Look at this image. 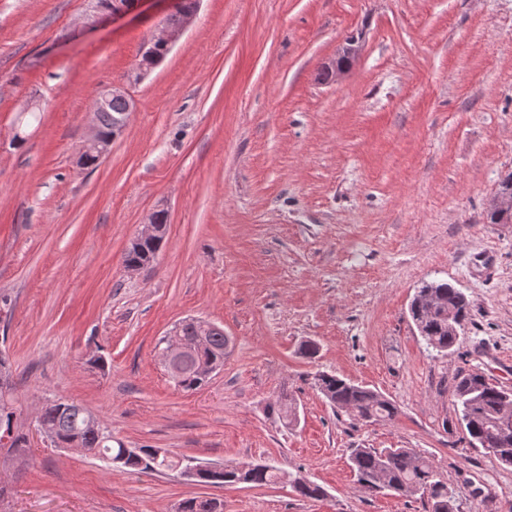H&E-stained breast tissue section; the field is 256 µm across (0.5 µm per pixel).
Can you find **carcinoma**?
I'll return each mask as SVG.
<instances>
[{
  "label": "carcinoma",
  "mask_w": 512,
  "mask_h": 512,
  "mask_svg": "<svg viewBox=\"0 0 512 512\" xmlns=\"http://www.w3.org/2000/svg\"><path fill=\"white\" fill-rule=\"evenodd\" d=\"M169 51L162 45L149 43L142 51L138 65L154 68ZM127 101L114 97L97 112L100 133L112 134V127L120 114L126 111ZM161 242L145 241L130 245L124 255L125 267L140 269L150 264ZM427 300L416 304L411 300L409 316L427 347L446 357L459 346L460 335L470 323L469 304L464 294L446 281H429L420 286ZM182 336L194 345V355L186 360L175 387L184 391L200 387L207 379L201 366L224 365V328L219 325L203 330L194 323L182 327ZM314 387L330 405L351 411L365 422L390 421L397 407L379 392L355 384L333 373L319 372L314 376ZM15 384L8 359L0 354V439L8 438L9 447H27L26 435L17 428ZM507 391L491 383L484 375L474 371H461L455 377L454 396L460 424L477 448L489 450L504 465H512V421L503 418L504 395ZM271 414L289 424L296 420V402L284 393L279 397ZM44 423L51 429V443L57 448H69L75 441L84 448H97L108 459L126 456L121 467L136 472H166L176 470L179 460L158 455L156 448H137L126 452L123 442L99 435L93 424L94 416L74 402L48 400L40 410ZM349 466L359 486L372 492L389 491L395 495L421 494L427 497L428 512H458L448 483L438 476L433 462L413 448H353L348 456ZM198 483L211 486L240 484L265 486L286 482L293 492L304 499H319L323 488L302 477L290 476L279 467L258 463L254 469L238 464H224V469L212 470L200 463ZM180 512H224V505L215 498L192 497L181 502Z\"/></svg>",
  "instance_id": "obj_1"
}]
</instances>
